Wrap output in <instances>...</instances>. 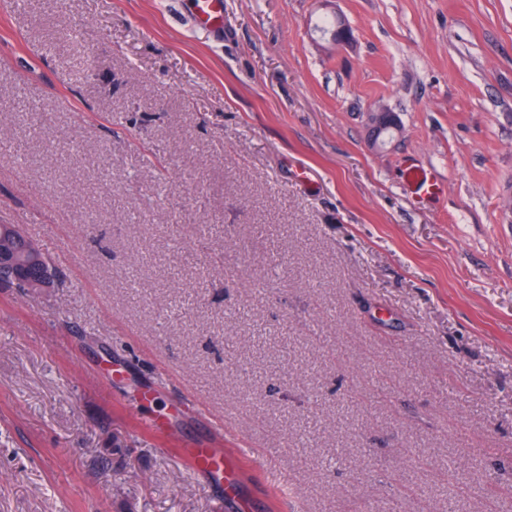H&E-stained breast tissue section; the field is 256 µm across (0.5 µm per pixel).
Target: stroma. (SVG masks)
I'll return each mask as SVG.
<instances>
[{"label": "stroma", "instance_id": "35a3bbf8", "mask_svg": "<svg viewBox=\"0 0 512 512\" xmlns=\"http://www.w3.org/2000/svg\"><path fill=\"white\" fill-rule=\"evenodd\" d=\"M0 224V512H512V0H0ZM194 20L198 27L216 30L224 24V0H196ZM370 143L373 149L381 150L399 132V125L392 112L385 108L368 113ZM405 174L410 181L419 184L427 196L441 197L445 189V182L412 162L405 165ZM17 231L13 236H8L4 240V244L9 245L11 248L15 245V240L20 241L22 243H29L35 248V254H27L26 256L21 255V259L25 261H32L34 270L36 273H49L51 279L49 280V284L53 283L54 280L58 277V271L56 267L53 265L49 257L43 252V250L33 241H31L24 231L18 226H15ZM10 265L15 269V271H13V279L15 282L25 283L30 288L32 285L38 287L44 286L41 283L45 279L44 277H41L42 281L39 283L33 279L31 269L20 268L15 264L12 250L0 252V284H14V281L10 279L11 273L2 269L3 266ZM184 454L189 459L194 470L203 473L211 483L223 488L227 499L235 500L242 510L248 509V504L241 498L242 479L231 460L224 456L220 448H185Z\"/></svg>", "mask_w": 512, "mask_h": 512}]
</instances>
